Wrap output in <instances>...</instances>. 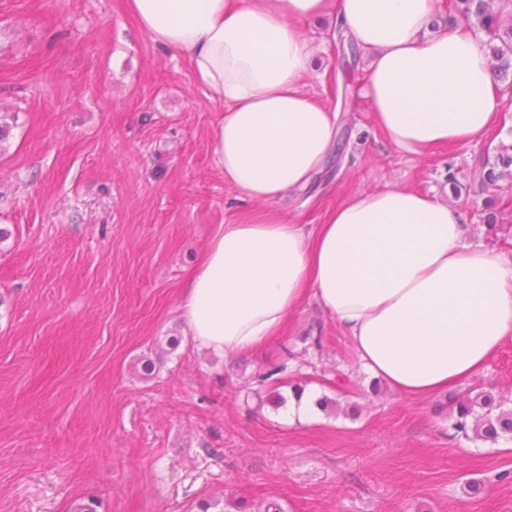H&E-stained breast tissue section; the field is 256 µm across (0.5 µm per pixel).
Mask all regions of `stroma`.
<instances>
[{"mask_svg": "<svg viewBox=\"0 0 512 512\" xmlns=\"http://www.w3.org/2000/svg\"><path fill=\"white\" fill-rule=\"evenodd\" d=\"M348 79L334 99L327 76ZM364 72L333 51L304 76L339 114L342 148L311 188L278 203L314 231L362 191L445 193L469 243L512 260L482 220L512 190L481 187L488 145L512 137V90L486 141L425 158L376 128ZM223 107L187 59L151 44L123 0H0V512H512V442L454 436L442 407L375 380L314 298L282 336L217 357L186 346L180 289L218 224L247 204L217 168ZM156 363L152 376L139 360ZM288 360L291 382L340 411L291 421L262 401L258 370Z\"/></svg>", "mask_w": 512, "mask_h": 512, "instance_id": "stroma-1", "label": "stroma"}]
</instances>
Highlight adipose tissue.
Listing matches in <instances>:
<instances>
[{"label": "adipose tissue", "instance_id": "ef3b65f1", "mask_svg": "<svg viewBox=\"0 0 512 512\" xmlns=\"http://www.w3.org/2000/svg\"><path fill=\"white\" fill-rule=\"evenodd\" d=\"M437 0H124L156 46L183 53L224 110L212 151L260 210L222 224L181 290L189 346L245 353L281 334L306 296L390 388L425 398L482 373L512 335V261L465 242L468 216L434 193L364 191L313 234L275 207L336 153L337 115L305 91L304 26H341L368 57L377 127L401 153L479 141L498 91L479 41L432 28Z\"/></svg>", "mask_w": 512, "mask_h": 512}]
</instances>
